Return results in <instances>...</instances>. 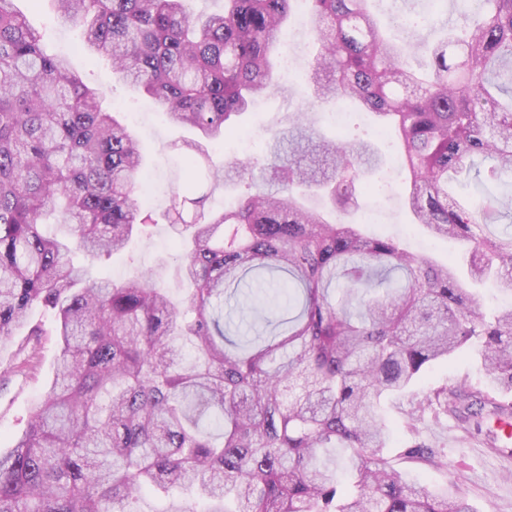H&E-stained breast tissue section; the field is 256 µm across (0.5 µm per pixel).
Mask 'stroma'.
Masks as SVG:
<instances>
[{"mask_svg": "<svg viewBox=\"0 0 512 512\" xmlns=\"http://www.w3.org/2000/svg\"><path fill=\"white\" fill-rule=\"evenodd\" d=\"M15 6L31 26L44 33L48 52L66 58L70 68L84 81L100 89L104 105L116 102L124 110L137 112L138 118L131 121L130 126L140 141L144 162L155 183L151 209L157 224L148 234L136 236L124 254L91 262L78 252L73 256L74 263L87 267L91 276L116 280L133 279L152 269L159 274L160 287L169 289L173 297H181V259L171 246L164 217L177 175L173 158L180 156L185 142L198 140L208 151L213 164L219 167L232 159L263 160L269 134L284 127L288 114L304 108V101L270 93L257 109L243 116L241 136L221 143L203 141L191 128L168 125L146 97L113 78L105 62L79 51L77 28L57 22L51 0H15ZM371 8L388 35L400 43L437 42L448 31V15L462 13L460 0H373ZM287 29L293 41V61L288 68L276 64L275 79L282 86L291 87L312 62L317 46L310 22L293 18ZM312 117L322 136L333 140L372 142L384 153L387 163H395V139L378 126L370 113L358 109L354 103L321 104L313 107ZM369 182L376 185V193L360 194L358 207L349 216L350 221L360 224L366 234L398 237L409 250L426 253L440 263L464 258L467 250L464 243L431 239L421 225L415 224L405 203L400 178L383 170L370 177ZM30 322L40 325L44 331L37 346L34 369L23 373L16 369L19 349L27 341L26 329H19L10 339L0 342V454L7 453L15 438L25 430L36 403L50 385L60 355L53 312L36 308ZM482 380L477 362L461 358L434 364L427 371L420 389L425 392L444 384L451 388L462 385L478 388ZM424 437L432 449L446 454L448 467L437 470L397 461L395 467L406 481L420 483L436 493L455 488L469 501L474 512H512V446L503 447L500 440L485 435L471 437L451 416L437 422L429 421Z\"/></svg>", "mask_w": 512, "mask_h": 512, "instance_id": "1", "label": "stroma"}]
</instances>
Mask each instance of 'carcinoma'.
<instances>
[{
  "instance_id": "obj_1",
  "label": "carcinoma",
  "mask_w": 512,
  "mask_h": 512,
  "mask_svg": "<svg viewBox=\"0 0 512 512\" xmlns=\"http://www.w3.org/2000/svg\"><path fill=\"white\" fill-rule=\"evenodd\" d=\"M82 47L166 119L218 140L279 91L274 51L293 0H52ZM319 45L288 95L345 100L396 129L415 222L468 246L457 264L328 221L308 199L356 204L382 156L327 141L306 111L268 143L265 163L211 165L200 144L178 161L167 212L183 262L181 300L156 274L115 283L76 268L123 251L154 224L138 185L135 135L99 89L46 51L43 35L0 0V341L32 309L55 311L61 353L27 428L0 454V512H138L143 494L193 487L205 508L176 512H473L463 498L403 480L388 453L382 402L414 394L426 371L474 350L483 386L416 399L399 458L447 457L420 424L512 414V305L476 315L474 285L512 294V234L487 231L512 211V0H483L425 48L385 37L369 0H306ZM491 161L478 196L448 182ZM250 176L231 209L207 206ZM68 227L51 238L44 219Z\"/></svg>"
}]
</instances>
